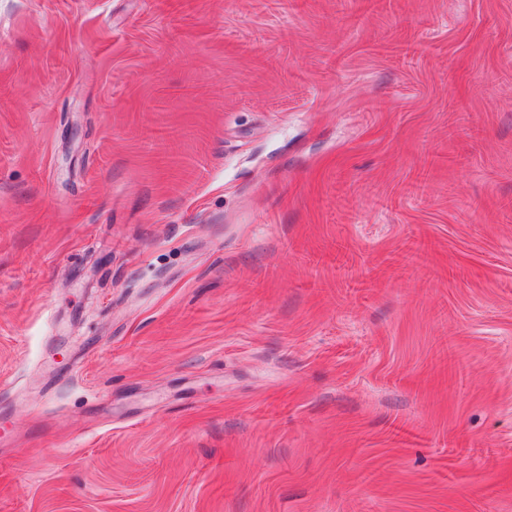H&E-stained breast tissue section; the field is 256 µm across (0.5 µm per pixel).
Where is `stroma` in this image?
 Instances as JSON below:
<instances>
[{"mask_svg": "<svg viewBox=\"0 0 512 512\" xmlns=\"http://www.w3.org/2000/svg\"><path fill=\"white\" fill-rule=\"evenodd\" d=\"M0 512H512V0H0Z\"/></svg>", "mask_w": 512, "mask_h": 512, "instance_id": "1", "label": "stroma"}]
</instances>
